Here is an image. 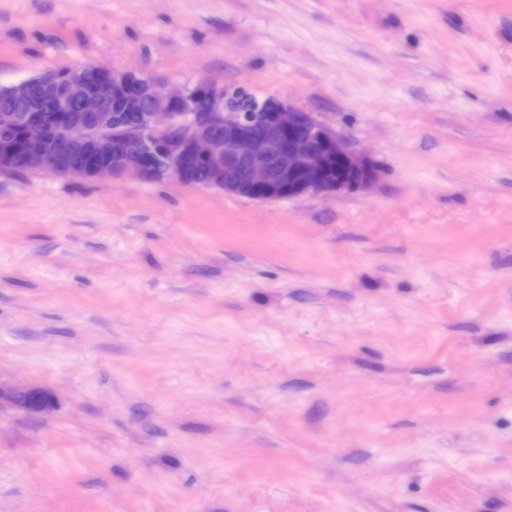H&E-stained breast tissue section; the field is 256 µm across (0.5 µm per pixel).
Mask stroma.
I'll list each match as a JSON object with an SVG mask.
<instances>
[{"label": "stroma", "mask_w": 512, "mask_h": 512, "mask_svg": "<svg viewBox=\"0 0 512 512\" xmlns=\"http://www.w3.org/2000/svg\"><path fill=\"white\" fill-rule=\"evenodd\" d=\"M285 97L368 191L0 174V512H512V0H0V88Z\"/></svg>", "instance_id": "1"}]
</instances>
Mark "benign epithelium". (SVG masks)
<instances>
[{"mask_svg": "<svg viewBox=\"0 0 512 512\" xmlns=\"http://www.w3.org/2000/svg\"><path fill=\"white\" fill-rule=\"evenodd\" d=\"M65 77L45 72L9 87L10 99L52 108L28 113L33 132L26 166L80 180L103 176L186 182L187 169L209 166L224 192L252 201L369 190L378 169L366 154L289 99L269 95L240 101L232 87L208 82L207 103L198 87L172 88L141 71L91 65ZM245 167L238 179L235 172Z\"/></svg>", "mask_w": 512, "mask_h": 512, "instance_id": "7a95c632", "label": "benign epithelium"}]
</instances>
